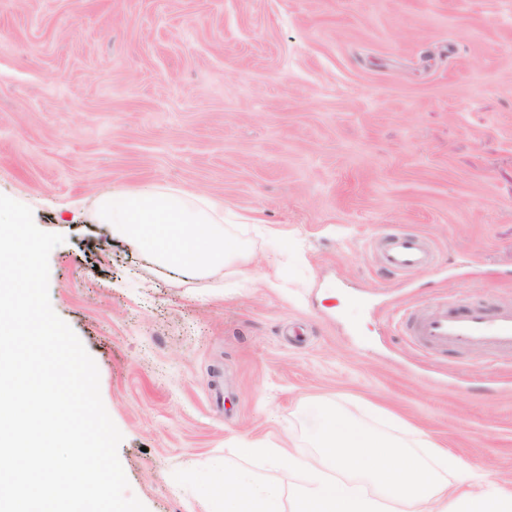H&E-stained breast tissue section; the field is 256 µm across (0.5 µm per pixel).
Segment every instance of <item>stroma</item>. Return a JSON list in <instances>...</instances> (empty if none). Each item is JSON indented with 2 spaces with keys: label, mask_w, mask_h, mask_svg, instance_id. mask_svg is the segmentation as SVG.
<instances>
[{
  "label": "stroma",
  "mask_w": 512,
  "mask_h": 512,
  "mask_svg": "<svg viewBox=\"0 0 512 512\" xmlns=\"http://www.w3.org/2000/svg\"><path fill=\"white\" fill-rule=\"evenodd\" d=\"M171 187L247 216L233 275L98 222ZM0 194L65 238L50 302L148 512H224L228 469L284 479L245 450L307 452L318 402L512 481V364L396 318L512 304V0H0ZM393 231L432 265L382 271Z\"/></svg>",
  "instance_id": "35a3bbf8"
}]
</instances>
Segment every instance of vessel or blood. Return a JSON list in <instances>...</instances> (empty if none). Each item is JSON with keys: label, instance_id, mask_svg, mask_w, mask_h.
<instances>
[{"label": "vessel or blood", "instance_id": "1", "mask_svg": "<svg viewBox=\"0 0 512 512\" xmlns=\"http://www.w3.org/2000/svg\"><path fill=\"white\" fill-rule=\"evenodd\" d=\"M373 250L378 262L397 274L428 267L433 256L429 241L406 233L384 235ZM405 333L428 352L451 348L512 359V306L491 311L474 301H439L428 312L409 314Z\"/></svg>", "mask_w": 512, "mask_h": 512}]
</instances>
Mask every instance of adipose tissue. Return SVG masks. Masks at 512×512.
I'll list each match as a JSON object with an SVG mask.
<instances>
[{
  "label": "adipose tissue",
  "mask_w": 512,
  "mask_h": 512,
  "mask_svg": "<svg viewBox=\"0 0 512 512\" xmlns=\"http://www.w3.org/2000/svg\"><path fill=\"white\" fill-rule=\"evenodd\" d=\"M100 223L113 236L146 245L155 260L194 274L232 264L230 229L243 218L220 203L176 189H142L99 198ZM313 455L256 448L287 467L288 487L224 475V512H512V482L455 467L447 452L408 428L393 437L329 411L311 432Z\"/></svg>",
  "instance_id": "obj_1"
}]
</instances>
